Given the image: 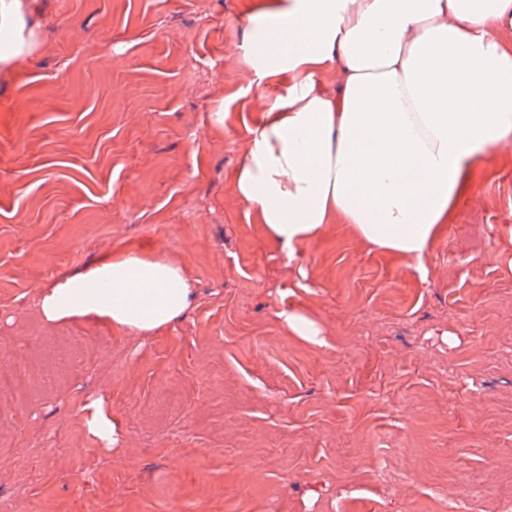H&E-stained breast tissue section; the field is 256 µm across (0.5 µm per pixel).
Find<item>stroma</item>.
I'll return each mask as SVG.
<instances>
[{
	"instance_id": "35a3bbf8",
	"label": "stroma",
	"mask_w": 512,
	"mask_h": 512,
	"mask_svg": "<svg viewBox=\"0 0 512 512\" xmlns=\"http://www.w3.org/2000/svg\"><path fill=\"white\" fill-rule=\"evenodd\" d=\"M33 2L40 45L0 73V363L36 371L0 395V512H512V149L422 262L343 224L287 249L232 183L288 89L246 57L276 0ZM123 251L185 269L177 321L42 322ZM284 321L288 330L295 336H301L309 341L321 343L318 340L321 331L314 322L299 313H288ZM33 371L28 360L16 357L0 366V392L11 394L17 401H28L33 386ZM83 409L87 414V425L91 434L102 442L114 444L118 439L117 420L102 410L99 401H92Z\"/></svg>"
}]
</instances>
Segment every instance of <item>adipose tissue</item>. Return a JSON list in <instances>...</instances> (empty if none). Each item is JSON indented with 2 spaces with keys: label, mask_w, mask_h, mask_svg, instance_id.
I'll return each mask as SVG.
<instances>
[{
  "label": "adipose tissue",
  "mask_w": 512,
  "mask_h": 512,
  "mask_svg": "<svg viewBox=\"0 0 512 512\" xmlns=\"http://www.w3.org/2000/svg\"><path fill=\"white\" fill-rule=\"evenodd\" d=\"M277 15L286 27L250 64L261 80L287 76L288 92L253 132L238 196L286 248L346 224L371 248L422 260L472 169L512 145V0H284ZM39 40L29 0H0V70ZM191 293L178 264L116 252L43 290L38 312L149 334Z\"/></svg>",
  "instance_id": "1"
}]
</instances>
